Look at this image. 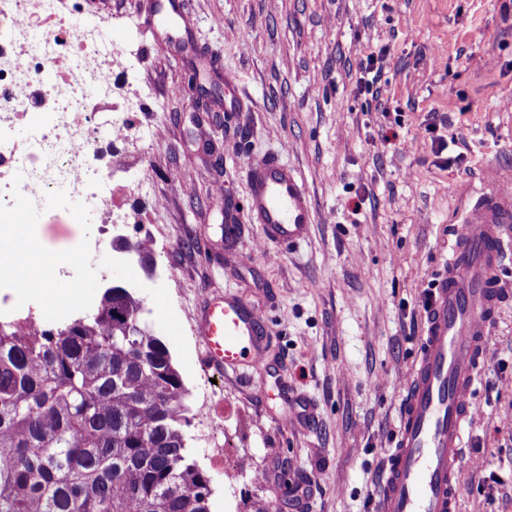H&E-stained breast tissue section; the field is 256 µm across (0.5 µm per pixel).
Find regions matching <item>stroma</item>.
<instances>
[{
    "label": "stroma",
    "instance_id": "obj_1",
    "mask_svg": "<svg viewBox=\"0 0 512 512\" xmlns=\"http://www.w3.org/2000/svg\"><path fill=\"white\" fill-rule=\"evenodd\" d=\"M155 0H70L104 42L131 52L113 98L135 90L143 137L124 158L115 205L123 235L158 233L153 273L133 270L135 295L170 294L189 348L188 389L215 396L223 459L207 432L188 447L207 473L210 512H271L286 486L312 493L286 512H376L375 489L394 446L404 378L417 355L423 291L437 277L467 200L487 171L512 182V0H179L195 20L181 46L153 49ZM390 52L385 111L356 88L368 53ZM242 85L239 111L195 109L190 83L217 72ZM446 128L432 133V119ZM464 127L465 144L436 152V136ZM278 157L295 169L316 221L287 246L263 241L247 212L248 163ZM148 189L128 190L130 175ZM236 209L224 238L216 190ZM487 361L477 371L476 417L465 435L460 512H512V263ZM234 294L267 313L264 366L222 372L200 362L196 316ZM288 413L280 421V413ZM250 469L237 472L236 455ZM484 467H475V458Z\"/></svg>",
    "mask_w": 512,
    "mask_h": 512
}]
</instances>
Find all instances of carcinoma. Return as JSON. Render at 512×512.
Here are the masks:
<instances>
[{
    "label": "carcinoma",
    "instance_id": "carcinoma-1",
    "mask_svg": "<svg viewBox=\"0 0 512 512\" xmlns=\"http://www.w3.org/2000/svg\"><path fill=\"white\" fill-rule=\"evenodd\" d=\"M119 250L150 259L139 239ZM132 289L64 326L0 320V512H209L188 389Z\"/></svg>",
    "mask_w": 512,
    "mask_h": 512
}]
</instances>
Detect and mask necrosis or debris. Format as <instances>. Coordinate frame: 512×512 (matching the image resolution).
Here are the masks:
<instances>
[{
	"instance_id": "4bbe7bcc",
	"label": "necrosis or debris",
	"mask_w": 512,
	"mask_h": 512,
	"mask_svg": "<svg viewBox=\"0 0 512 512\" xmlns=\"http://www.w3.org/2000/svg\"><path fill=\"white\" fill-rule=\"evenodd\" d=\"M116 63L114 47L102 46L92 24L78 25L63 0H0V202L12 204L18 173L25 195L83 193L95 253L111 247L117 229L104 138L138 147L135 113L108 111Z\"/></svg>"
}]
</instances>
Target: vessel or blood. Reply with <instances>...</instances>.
I'll return each mask as SVG.
<instances>
[{"instance_id":"obj_1","label":"vessel or blood","mask_w":512,"mask_h":512,"mask_svg":"<svg viewBox=\"0 0 512 512\" xmlns=\"http://www.w3.org/2000/svg\"><path fill=\"white\" fill-rule=\"evenodd\" d=\"M147 22L159 48L195 26L175 0H157ZM249 176L248 211L263 239L288 245L303 240L316 217L297 175L269 158L251 165ZM511 225L512 188L504 186L471 203L456 230L430 290L379 512H458L464 432L474 417L475 372L486 359L503 302L498 279L512 259V243L505 238ZM265 325V315L242 298L209 300L197 323L205 361L218 369L263 364Z\"/></svg>"}]
</instances>
